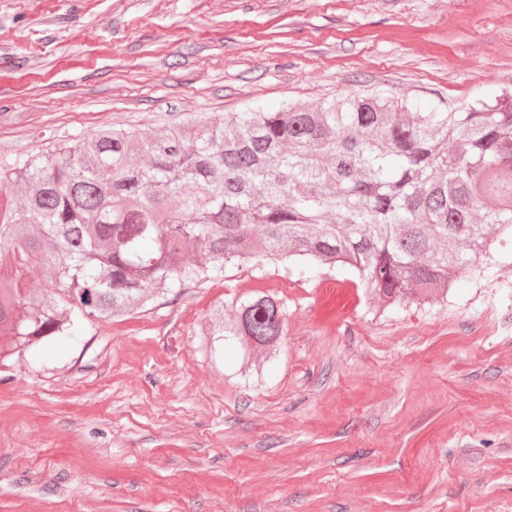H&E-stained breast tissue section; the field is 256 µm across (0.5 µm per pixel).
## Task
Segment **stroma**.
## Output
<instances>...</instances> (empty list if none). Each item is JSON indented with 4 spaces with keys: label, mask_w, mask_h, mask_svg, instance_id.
<instances>
[{
    "label": "stroma",
    "mask_w": 512,
    "mask_h": 512,
    "mask_svg": "<svg viewBox=\"0 0 512 512\" xmlns=\"http://www.w3.org/2000/svg\"><path fill=\"white\" fill-rule=\"evenodd\" d=\"M505 87L512 0H0V156ZM257 290L287 311L259 387L198 336ZM0 512H512V246L424 305L386 306L342 268L230 267L0 365Z\"/></svg>",
    "instance_id": "35a3bbf8"
}]
</instances>
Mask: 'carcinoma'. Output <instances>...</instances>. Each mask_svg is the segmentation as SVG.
Segmentation results:
<instances>
[{
	"label": "carcinoma",
	"instance_id": "cac0c4a2",
	"mask_svg": "<svg viewBox=\"0 0 512 512\" xmlns=\"http://www.w3.org/2000/svg\"><path fill=\"white\" fill-rule=\"evenodd\" d=\"M512 237V91L419 112L380 95L231 112L152 132L100 131L0 158V259L45 273L0 283V363L157 296L282 265L347 266L387 304L448 296L464 249ZM213 310L199 335L266 377L285 313L264 292Z\"/></svg>",
	"mask_w": 512,
	"mask_h": 512
}]
</instances>
